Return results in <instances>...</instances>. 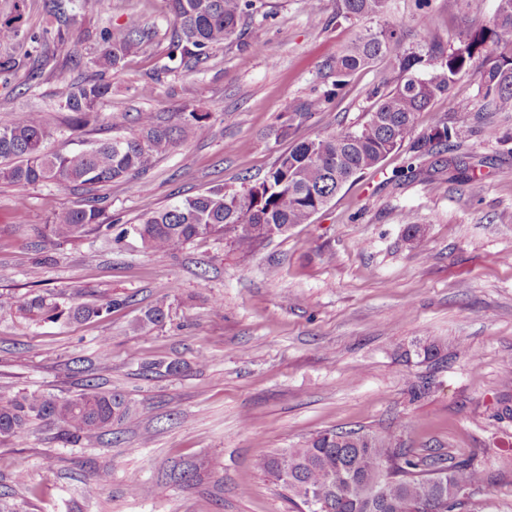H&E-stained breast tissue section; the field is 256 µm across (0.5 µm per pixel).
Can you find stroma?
<instances>
[{
	"label": "stroma",
	"mask_w": 512,
	"mask_h": 512,
	"mask_svg": "<svg viewBox=\"0 0 512 512\" xmlns=\"http://www.w3.org/2000/svg\"><path fill=\"white\" fill-rule=\"evenodd\" d=\"M496 0H389L383 17L417 46V22L454 46L495 10ZM140 19L153 36L120 67L92 64L98 33ZM0 118L44 114L70 150L112 137L114 117L144 111L174 122L207 113V128L161 157L138 192L129 176L91 189L39 184L17 203L0 183V395L70 396L87 383L118 391L136 413L92 446L48 420L20 440H0V500L16 512H297L258 458L297 448L326 431L397 439L415 454H446L487 473L459 512H512V140L477 132L458 150L417 156L402 147L377 170L347 183L307 224L233 251L223 235L201 236L165 254L133 239L91 231L71 242L46 224L98 200L116 229L143 214L221 184L262 178L276 157L316 135L349 130L370 111V90L390 74L379 62L354 74L326 109L281 125L322 96L325 67L361 20L321 0H253V18L194 68L171 59L166 0H0ZM267 46L256 53V44ZM80 58L73 66L72 58ZM475 56L447 95L420 113L476 124L485 101ZM103 78L112 94L98 124L71 129L63 108L71 84ZM468 101V111L457 108ZM424 235L413 247L408 225ZM69 305L112 298L89 321H33L17 310L30 293ZM165 304L162 326L140 331L146 310ZM440 340L430 360L404 357L418 340ZM108 357L99 354L100 341ZM175 362L173 374L144 372ZM107 481H100V474ZM23 482H16V475Z\"/></svg>",
	"instance_id": "obj_1"
}]
</instances>
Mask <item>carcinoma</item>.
Returning a JSON list of instances; mask_svg holds the SVG:
<instances>
[{
  "mask_svg": "<svg viewBox=\"0 0 512 512\" xmlns=\"http://www.w3.org/2000/svg\"><path fill=\"white\" fill-rule=\"evenodd\" d=\"M386 2L340 0L338 9L346 19L372 20L385 13ZM252 6V0H168L176 22L173 55L188 64L223 46L250 15ZM148 38V29L138 20L116 31L104 30L99 33L102 50L94 64L103 71L113 70ZM419 41L421 47H409L396 28L386 25L357 32L327 68L336 77L333 86L339 92L357 71L379 59L387 61L390 76L372 90L374 103L364 123L355 130L318 135L295 145L280 154L262 181L253 185L239 190L213 187L146 213L138 223L122 229L115 241L131 234L144 251L167 253L199 236L222 232L234 250L252 253L267 240L269 231L284 233L296 224L310 223L346 183L375 168L404 144H410L417 155L438 145L461 148L473 135L466 122L451 124L439 118L428 134L417 136L414 119L448 93L477 54H485L479 86L488 111L512 113V0H497L489 25L455 47H442L428 19L419 23ZM110 91L111 86L101 80L73 86L64 103L71 127L80 129L97 121V106ZM205 128L206 115L201 112L180 113L173 127L142 112L134 124L109 141L59 153L48 149L57 129L43 113L25 112L0 121V181L17 188L21 204L22 192L38 184L94 186L130 173L143 175L178 141L197 137ZM91 229H112L103 223V212L95 205L61 212L49 225L50 236L62 241L79 238ZM116 305L109 299L63 308L38 294L20 311L32 320L63 316L87 320L111 312ZM166 318L164 308L155 306L145 312L138 327H158ZM441 347L434 339L419 341L414 344V355L429 360L439 355ZM132 412L124 395L100 391L90 383L84 392L70 397L0 396V439H21L30 422L47 419L75 441L89 444ZM256 468L280 482L290 501L305 506L312 499L322 500L330 504L327 512H373L379 501L385 504L383 512H412L409 504L414 500H433L441 504V512H456L464 492L485 481L483 472L467 461L414 455L392 439L355 430L320 433L300 448L257 459Z\"/></svg>",
  "mask_w": 512,
  "mask_h": 512,
  "instance_id": "obj_1",
  "label": "carcinoma"
}]
</instances>
